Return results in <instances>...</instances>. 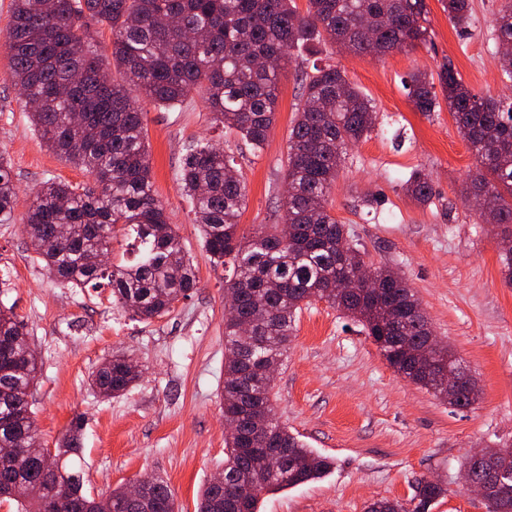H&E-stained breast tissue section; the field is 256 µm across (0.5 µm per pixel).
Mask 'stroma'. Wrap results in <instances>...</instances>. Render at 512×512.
<instances>
[{"instance_id": "obj_1", "label": "stroma", "mask_w": 512, "mask_h": 512, "mask_svg": "<svg viewBox=\"0 0 512 512\" xmlns=\"http://www.w3.org/2000/svg\"><path fill=\"white\" fill-rule=\"evenodd\" d=\"M501 2L470 0L474 25L460 32L440 0H426L428 41L410 51L332 55L314 43L294 53L279 81L275 124L259 151L212 125L199 93L173 108L145 103L155 193L197 277L187 298L148 321L113 307L109 287L61 286L31 249L23 218L39 185L51 178L85 185L93 178L35 134L0 48V152L18 188L13 221L0 223V276L7 279L0 305L23 321L38 357L33 410L43 445L55 448L73 419L83 423L93 497L146 475L167 482L176 512H197L203 486L222 470L224 282L231 270L214 264L202 245L179 181L181 158L199 140L223 147L248 187L240 233L249 237L276 223L299 76L330 57L373 101L378 124L349 148L329 207L351 226L367 265L409 280L438 341L475 379L478 398L466 409L450 406L390 367L360 323L323 301L303 306L275 374L276 413L334 466L323 478L262 494L258 512H366L382 498L407 504L424 477L445 488L430 512H487L461 466L475 451L512 445V285L500 272L499 227L481 223L461 196L476 173L473 152L447 106L417 112L404 82L449 65L476 93H506L491 27ZM415 168L433 183L430 204L402 188ZM364 194L373 205L362 204ZM115 352L134 358L141 376L123 396L107 400L91 390L89 377Z\"/></svg>"}]
</instances>
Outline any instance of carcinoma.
Returning <instances> with one entry per match:
<instances>
[{"label": "carcinoma", "instance_id": "carcinoma-1", "mask_svg": "<svg viewBox=\"0 0 512 512\" xmlns=\"http://www.w3.org/2000/svg\"><path fill=\"white\" fill-rule=\"evenodd\" d=\"M461 31L471 27L470 0H441ZM426 0H308L306 13L293 0H12L11 22L0 46L11 60V77L21 91L31 124L55 154L95 176L91 185L50 179L34 192L26 214L30 243L43 268L72 288L106 282L112 304L131 318L150 320L169 313L196 284L151 178L142 103L172 107L192 91L202 93L211 118L253 148L268 140L276 117L281 61L291 51L321 39L331 49L384 56L427 41ZM112 32L111 76L98 53L91 25ZM493 33L501 75L512 80V0L494 13ZM418 112L440 106L443 94L457 130L478 163L465 201L479 215L492 205L501 238V273L512 284V99L481 96L452 66L437 76L411 75ZM441 91H436V88ZM302 104L288 137L287 191L280 223L249 241L239 234L247 184L234 157L208 142L189 146L180 181L190 199L203 246L213 262L230 264L227 293L238 315L257 321L253 342L241 340L235 323L224 322V418L237 419L225 439V487L207 484L198 512H234L227 488L249 491L251 512L268 488L294 487L321 477L329 458L288 433L276 416L273 375L294 333L297 311L325 301L362 324L388 364L410 381L434 389L432 365L448 366V351L433 364L407 357L402 347L423 344L432 329L419 299L398 272L374 269V295L360 287L338 288L365 265L350 243V228L329 210L328 196L349 146L376 127L372 100L336 64L314 67L301 79ZM408 196L426 204L433 196L419 169L403 184ZM17 186L10 160L0 154V223L12 218ZM74 232L60 242L56 229ZM121 227L142 247L133 264H99L112 251ZM27 333L9 308L0 307V491L19 489L23 512H175L162 480L142 502L112 491L108 507L86 489L81 462L83 433L74 422L57 448L44 447L34 425L32 388L38 362L27 355ZM125 355L114 353L92 374L91 386L104 399L124 395L139 379ZM280 454L288 469L254 484L265 452ZM476 477L492 483L491 512H512V448L498 449L495 468ZM444 488L418 481L408 510L397 500H378L367 512H429Z\"/></svg>", "mask_w": 512, "mask_h": 512}]
</instances>
